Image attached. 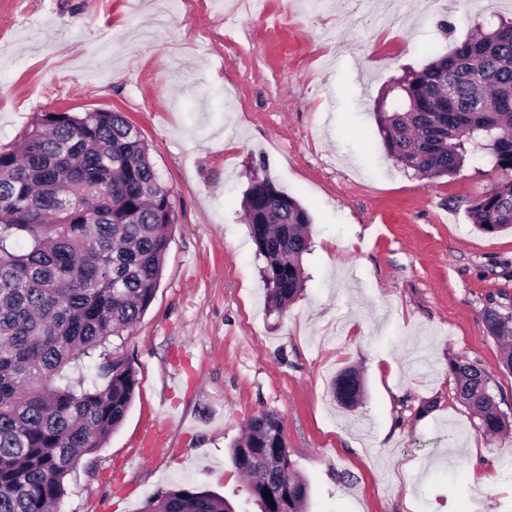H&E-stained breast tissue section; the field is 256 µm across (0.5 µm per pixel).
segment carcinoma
<instances>
[{"mask_svg": "<svg viewBox=\"0 0 512 512\" xmlns=\"http://www.w3.org/2000/svg\"><path fill=\"white\" fill-rule=\"evenodd\" d=\"M376 113L387 155L407 171L452 177L488 156L496 187L466 212L487 234L512 229V18L403 69ZM242 205L280 312L303 288L310 216L266 177L251 181ZM174 221L173 190L121 112H46L0 150V512H62L65 477L125 419L137 379L112 344L151 305ZM484 322L489 336H512L511 315L490 309ZM448 371L488 439L512 430L483 369L452 360ZM332 389L351 407L361 382L345 370ZM279 424L273 412L251 417L231 462L260 512H305L309 487ZM142 512L235 510L180 487Z\"/></svg>", "mask_w": 512, "mask_h": 512, "instance_id": "obj_1", "label": "carcinoma"}]
</instances>
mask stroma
<instances>
[{"instance_id": "stroma-1", "label": "stroma", "mask_w": 512, "mask_h": 512, "mask_svg": "<svg viewBox=\"0 0 512 512\" xmlns=\"http://www.w3.org/2000/svg\"><path fill=\"white\" fill-rule=\"evenodd\" d=\"M498 15L512 0H402L388 19L340 0H0V148L58 108L118 111L176 198L160 286L122 344L134 399L66 478L62 512H141L176 486L259 512L229 447L263 411L282 421L306 512H512V433L488 442L448 376L451 360L478 364L512 416L484 327L487 309L512 312V233L466 214L490 167L404 173L374 114L403 68ZM262 167L312 220L303 291L280 314L241 207ZM346 369L361 379L351 408L331 393ZM165 420V448L143 457Z\"/></svg>"}]
</instances>
